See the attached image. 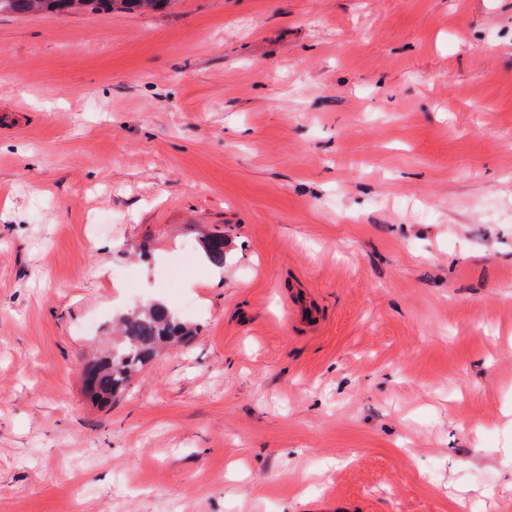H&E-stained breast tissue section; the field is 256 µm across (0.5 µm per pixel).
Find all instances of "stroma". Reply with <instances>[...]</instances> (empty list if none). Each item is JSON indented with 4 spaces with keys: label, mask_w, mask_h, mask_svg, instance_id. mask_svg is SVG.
Returning a JSON list of instances; mask_svg holds the SVG:
<instances>
[{
    "label": "stroma",
    "mask_w": 512,
    "mask_h": 512,
    "mask_svg": "<svg viewBox=\"0 0 512 512\" xmlns=\"http://www.w3.org/2000/svg\"><path fill=\"white\" fill-rule=\"evenodd\" d=\"M157 301L195 336L95 404ZM472 499L512 512V0L0 14V512Z\"/></svg>",
    "instance_id": "obj_1"
}]
</instances>
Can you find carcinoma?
Segmentation results:
<instances>
[{"label":"carcinoma","mask_w":512,"mask_h":512,"mask_svg":"<svg viewBox=\"0 0 512 512\" xmlns=\"http://www.w3.org/2000/svg\"><path fill=\"white\" fill-rule=\"evenodd\" d=\"M166 0H0V13L25 15L45 11L66 15L81 10L110 12L154 10ZM224 236L212 235L203 245V252L210 264L224 266ZM122 340L112 347L97 364L94 381L87 388L91 398L102 405L112 403V398L123 392L133 376L163 346L185 342L193 335V329L179 320L163 304L136 307L120 320Z\"/></svg>","instance_id":"cac0c4a2"}]
</instances>
